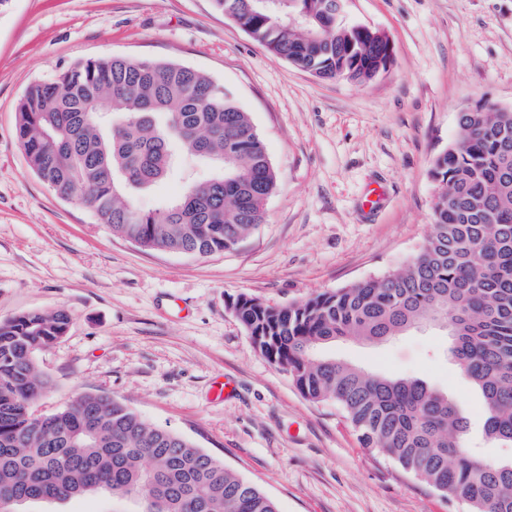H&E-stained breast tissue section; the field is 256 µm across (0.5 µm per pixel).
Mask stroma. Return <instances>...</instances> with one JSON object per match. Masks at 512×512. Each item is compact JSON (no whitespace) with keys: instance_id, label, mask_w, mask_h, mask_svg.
<instances>
[{"instance_id":"35a3bbf8","label":"stroma","mask_w":512,"mask_h":512,"mask_svg":"<svg viewBox=\"0 0 512 512\" xmlns=\"http://www.w3.org/2000/svg\"><path fill=\"white\" fill-rule=\"evenodd\" d=\"M344 19L378 29L388 71L326 81L269 53L211 0H8L0 7V321L65 308L67 334L37 356L51 411L106 393L191 440L273 497L280 512H468L380 452L336 404H315L251 343L242 295L288 306L402 265L432 225L434 156L459 112L512 109V0H347ZM116 55L170 59L212 75L249 112L278 174L267 218L207 257L143 251L62 201L30 169L15 105L57 68ZM384 197L364 210L371 188ZM445 329L329 355L448 391L481 436L482 402ZM232 378L237 391L208 396Z\"/></svg>"}]
</instances>
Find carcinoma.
I'll return each mask as SVG.
<instances>
[{
  "mask_svg": "<svg viewBox=\"0 0 512 512\" xmlns=\"http://www.w3.org/2000/svg\"><path fill=\"white\" fill-rule=\"evenodd\" d=\"M268 51L325 79L367 83L387 70L388 37L347 24L332 0H211ZM16 136L36 176L95 223L146 251L208 256L266 220L277 174L249 113L184 63L113 56L30 84ZM459 138L433 160L432 231L402 267L286 307L245 301L253 347L314 403L334 402L365 448L388 455L471 512H512V461L476 458L459 405L418 378L365 372L326 357L339 339L383 342L429 313L447 318L449 352L480 392L487 439L512 446V110L457 116ZM186 154L207 176L157 210L131 200ZM68 312L0 322V512L112 495L132 512H279L276 502L190 440L103 393L48 412L36 355L66 335Z\"/></svg>",
  "mask_w": 512,
  "mask_h": 512,
  "instance_id": "1",
  "label": "carcinoma"
}]
</instances>
